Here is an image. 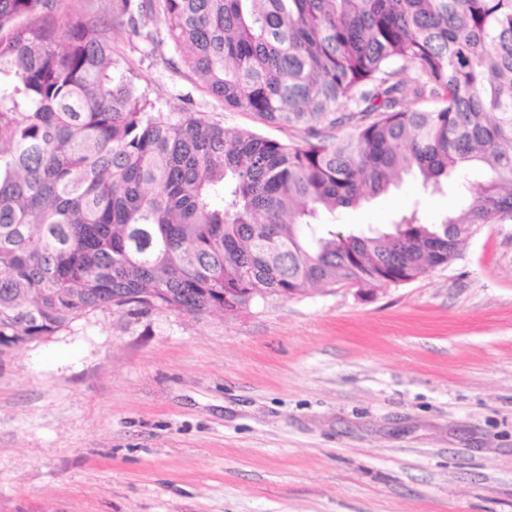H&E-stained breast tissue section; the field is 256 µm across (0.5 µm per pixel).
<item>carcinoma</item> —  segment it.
Here are the masks:
<instances>
[{
    "mask_svg": "<svg viewBox=\"0 0 512 512\" xmlns=\"http://www.w3.org/2000/svg\"><path fill=\"white\" fill-rule=\"evenodd\" d=\"M59 2L0 0L1 345L118 297L230 317L319 286L367 295L512 221V0H112L145 43L141 18L162 19L199 91L301 144L161 111L97 17L59 24ZM473 169L438 224L415 208L335 231L404 174L436 191Z\"/></svg>",
    "mask_w": 512,
    "mask_h": 512,
    "instance_id": "1",
    "label": "carcinoma"
}]
</instances>
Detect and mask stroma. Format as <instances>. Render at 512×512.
Returning <instances> with one entry per match:
<instances>
[{
  "instance_id": "35a3bbf8",
  "label": "stroma",
  "mask_w": 512,
  "mask_h": 512,
  "mask_svg": "<svg viewBox=\"0 0 512 512\" xmlns=\"http://www.w3.org/2000/svg\"><path fill=\"white\" fill-rule=\"evenodd\" d=\"M107 35L163 111L299 140L202 95L170 41ZM460 204L408 175L336 228ZM0 512H512V222L369 298L97 310L1 352Z\"/></svg>"
}]
</instances>
